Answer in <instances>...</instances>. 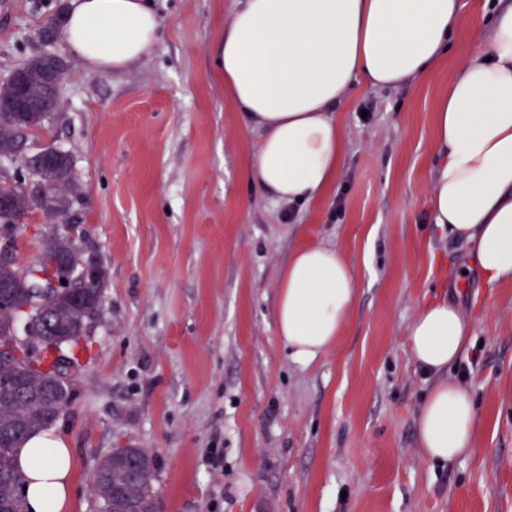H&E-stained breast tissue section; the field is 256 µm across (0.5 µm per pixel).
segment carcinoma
<instances>
[{"label":"carcinoma","instance_id":"carcinoma-1","mask_svg":"<svg viewBox=\"0 0 512 512\" xmlns=\"http://www.w3.org/2000/svg\"><path fill=\"white\" fill-rule=\"evenodd\" d=\"M55 63L37 57L22 76L0 83V162L16 165L24 158L25 131L57 111L60 96L48 89ZM34 179L46 192L29 190ZM78 202L68 152L58 150L35 172L17 173L9 191L0 193V287L7 304L0 308V512H24L23 477L15 449L52 425L68 409L73 389L68 369L81 364L86 336L103 299L107 279L97 266L91 280L75 266L81 246L66 230H36L39 255L19 267L8 258L16 250L13 227L39 209L53 224ZM49 275L59 287L41 294L30 287L38 275ZM155 458L141 448H114L93 474L100 512H159L154 487Z\"/></svg>","mask_w":512,"mask_h":512}]
</instances>
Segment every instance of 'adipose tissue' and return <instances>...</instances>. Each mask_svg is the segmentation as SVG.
<instances>
[{"instance_id":"adipose-tissue-1","label":"adipose tissue","mask_w":512,"mask_h":512,"mask_svg":"<svg viewBox=\"0 0 512 512\" xmlns=\"http://www.w3.org/2000/svg\"><path fill=\"white\" fill-rule=\"evenodd\" d=\"M466 0H242L212 46L218 78L245 129L260 134L248 170L282 203H314L335 183L344 155L336 116L357 84L395 87L426 78L448 52ZM483 50L460 58L434 110L442 160L432 222L468 246L485 281L512 283V4L490 18ZM160 19L149 0H69L68 52L93 71L148 57ZM354 269L336 250L293 252L280 273L277 332L292 360L312 363L340 336L356 299ZM456 305H426L410 334L417 366L435 382L417 417L428 460L449 463L474 446L476 411L446 373L470 341ZM26 512H71L74 461L48 432L16 452Z\"/></svg>"}]
</instances>
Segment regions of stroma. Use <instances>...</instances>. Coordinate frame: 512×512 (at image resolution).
I'll use <instances>...</instances> for the list:
<instances>
[{
	"label": "stroma",
	"mask_w": 512,
	"mask_h": 512,
	"mask_svg": "<svg viewBox=\"0 0 512 512\" xmlns=\"http://www.w3.org/2000/svg\"><path fill=\"white\" fill-rule=\"evenodd\" d=\"M10 2L0 82L67 4ZM151 2L158 38L127 69L89 70L57 40L63 101L28 133L29 152L71 154L83 201L62 225L109 272L51 426L74 458L76 512H99L91 475L125 446L155 456L161 512H512V283L489 285L429 210L436 99L487 30L462 24L422 81L349 92L335 186L286 206L248 180L260 137L214 74L240 0ZM304 246L336 249L356 274L342 335L306 368L276 324L281 268ZM438 299L473 320L448 377L477 414L474 447L442 464L418 446L433 379L409 349Z\"/></svg>",
	"instance_id": "35a3bbf8"
}]
</instances>
